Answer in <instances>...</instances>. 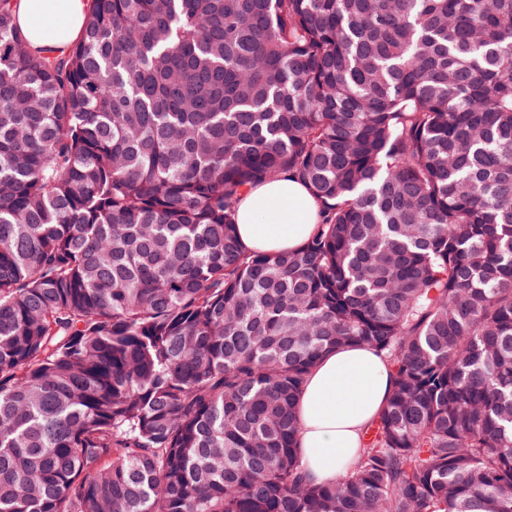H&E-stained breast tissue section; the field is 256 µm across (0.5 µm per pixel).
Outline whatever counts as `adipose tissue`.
Wrapping results in <instances>:
<instances>
[{"mask_svg":"<svg viewBox=\"0 0 512 512\" xmlns=\"http://www.w3.org/2000/svg\"><path fill=\"white\" fill-rule=\"evenodd\" d=\"M91 9L92 0L14 4L16 22L30 48L53 55L78 41ZM319 213L308 187L284 175L242 195L237 235L251 251L294 250L314 233ZM391 389L390 367L369 347H340L318 361L297 400L302 466L311 482L329 483L346 475Z\"/></svg>","mask_w":512,"mask_h":512,"instance_id":"adipose-tissue-1","label":"adipose tissue"}]
</instances>
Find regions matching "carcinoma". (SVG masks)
I'll use <instances>...</instances> for the list:
<instances>
[{"label": "carcinoma", "instance_id": "carcinoma-1", "mask_svg": "<svg viewBox=\"0 0 512 512\" xmlns=\"http://www.w3.org/2000/svg\"><path fill=\"white\" fill-rule=\"evenodd\" d=\"M322 214L249 252V187ZM393 389L310 482L296 401ZM0 512H512V0H0ZM91 9L92 0H17L14 3L16 22L30 48L53 55L67 52L78 41ZM320 206L308 187L286 175L246 190L237 205V235L248 250L301 247L314 233ZM391 389L390 367L367 346L333 349L318 361L296 403L302 466L311 482L346 475Z\"/></svg>", "mask_w": 512, "mask_h": 512}]
</instances>
